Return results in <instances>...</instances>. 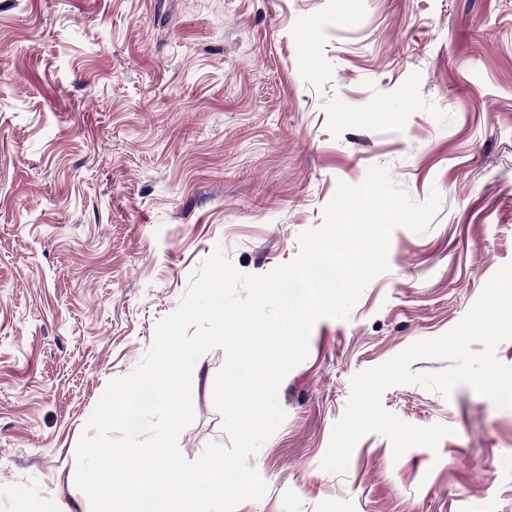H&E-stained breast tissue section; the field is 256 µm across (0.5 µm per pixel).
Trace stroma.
Wrapping results in <instances>:
<instances>
[{
    "label": "stroma",
    "mask_w": 512,
    "mask_h": 512,
    "mask_svg": "<svg viewBox=\"0 0 512 512\" xmlns=\"http://www.w3.org/2000/svg\"><path fill=\"white\" fill-rule=\"evenodd\" d=\"M388 168L429 229L324 318L282 381L280 428L236 512H512V409L467 386L387 388L452 433L394 457L365 435L320 462L350 382L455 327L512 261V0H0V512H92L76 445L213 252L242 273L293 261L338 181ZM196 363L198 458L231 439Z\"/></svg>",
    "instance_id": "35a3bbf8"
}]
</instances>
